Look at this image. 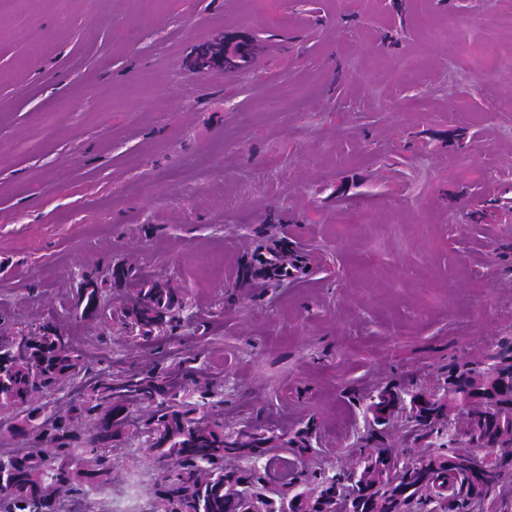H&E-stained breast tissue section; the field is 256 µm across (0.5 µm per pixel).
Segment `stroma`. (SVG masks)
Listing matches in <instances>:
<instances>
[{"instance_id":"stroma-1","label":"stroma","mask_w":512,"mask_h":512,"mask_svg":"<svg viewBox=\"0 0 512 512\" xmlns=\"http://www.w3.org/2000/svg\"><path fill=\"white\" fill-rule=\"evenodd\" d=\"M0 0V312L64 318L98 367L196 356L225 423L314 421L322 460L363 396L433 387L512 342V0ZM256 38L244 83L211 44ZM498 68L476 79L486 49ZM470 156L456 158L457 145ZM288 235H281V227ZM312 251L285 288L240 259ZM162 275L198 328L144 346L68 318L103 261ZM150 512L166 474L113 454Z\"/></svg>"}]
</instances>
